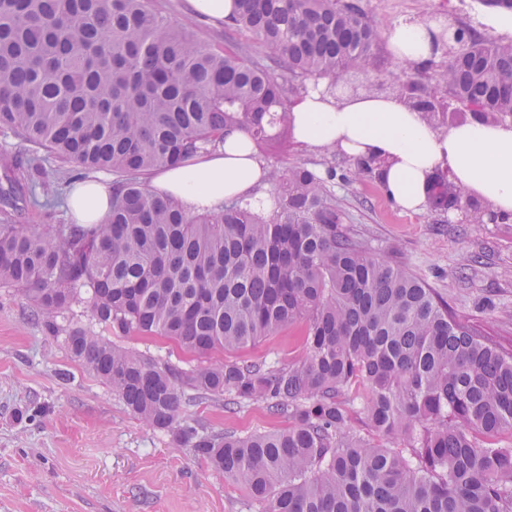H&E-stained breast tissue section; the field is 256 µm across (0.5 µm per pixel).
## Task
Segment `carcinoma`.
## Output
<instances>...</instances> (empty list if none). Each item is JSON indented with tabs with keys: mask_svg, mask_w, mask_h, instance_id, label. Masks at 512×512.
<instances>
[{
	"mask_svg": "<svg viewBox=\"0 0 512 512\" xmlns=\"http://www.w3.org/2000/svg\"><path fill=\"white\" fill-rule=\"evenodd\" d=\"M238 2L224 29L270 49L288 78L194 40L154 0H0V127L112 173L105 223L30 225L17 223L15 189L31 168L4 164L0 288L21 291L54 333L84 290L106 329L166 336L202 359L161 365L81 329L64 337L134 416L242 483L257 512H512V444L492 442L512 435V351L344 235L322 177L301 162L272 169V210L228 199L202 216L145 186L230 129L265 149L305 81L376 64L379 33L352 0ZM436 81L468 110L512 107V42L469 32ZM415 90L399 95L437 124ZM426 196L446 210L464 192L435 178ZM297 321L296 364L210 360ZM357 400L367 436L349 427ZM207 401L261 403L290 425L215 431L185 415Z\"/></svg>",
	"mask_w": 512,
	"mask_h": 512,
	"instance_id": "cac0c4a2",
	"label": "carcinoma"
}]
</instances>
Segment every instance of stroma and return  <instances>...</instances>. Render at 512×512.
<instances>
[{
  "instance_id": "35a3bbf8",
  "label": "stroma",
  "mask_w": 512,
  "mask_h": 512,
  "mask_svg": "<svg viewBox=\"0 0 512 512\" xmlns=\"http://www.w3.org/2000/svg\"><path fill=\"white\" fill-rule=\"evenodd\" d=\"M356 2L382 33L401 21L443 20L490 40L512 41L511 30L487 25L492 12L479 0ZM450 53L449 46H441L424 65L413 66L394 59L382 37L376 67L349 70L344 84H370L378 93L392 94L399 84L412 81L444 98L448 92L436 88L434 73ZM1 154L29 159L35 183L46 181L53 189L50 206H24L19 223H68L64 197L77 168L46 153H32L6 130H0ZM260 159L281 170L297 162L321 173L335 167L329 186L344 213V230L425 280L454 312L501 346H512V224H464L429 208L420 214L403 212L377 178L358 174L355 162L301 147L288 133ZM57 322L62 329L58 335L34 316L23 293L0 288V512H247L242 484L208 470L173 434L130 413L70 356L63 335L89 330L161 363L191 365L194 357L162 336L112 333L83 304L73 305ZM304 330V323H294L229 357L297 363L304 355ZM188 413L214 429L243 435L288 426L287 417L251 403L228 411L221 403L206 402Z\"/></svg>"
}]
</instances>
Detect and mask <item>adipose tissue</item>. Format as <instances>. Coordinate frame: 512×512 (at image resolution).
Instances as JSON below:
<instances>
[{
  "label": "adipose tissue",
  "mask_w": 512,
  "mask_h": 512,
  "mask_svg": "<svg viewBox=\"0 0 512 512\" xmlns=\"http://www.w3.org/2000/svg\"><path fill=\"white\" fill-rule=\"evenodd\" d=\"M440 22L403 21L385 37L401 62L420 65L452 39ZM293 136L312 150H332L360 161L384 160L380 179L388 197L403 210L422 213L426 181L445 170L468 199L486 205L497 222L512 223V123L479 119L438 129L421 112L393 94L332 93L317 86L290 107ZM268 170L253 142L233 129L223 143L183 165L150 174L153 192L180 204L191 215L220 211L225 200L258 202ZM112 185L106 178L76 179L68 213L78 224H101L110 210Z\"/></svg>",
  "instance_id": "obj_1"
}]
</instances>
